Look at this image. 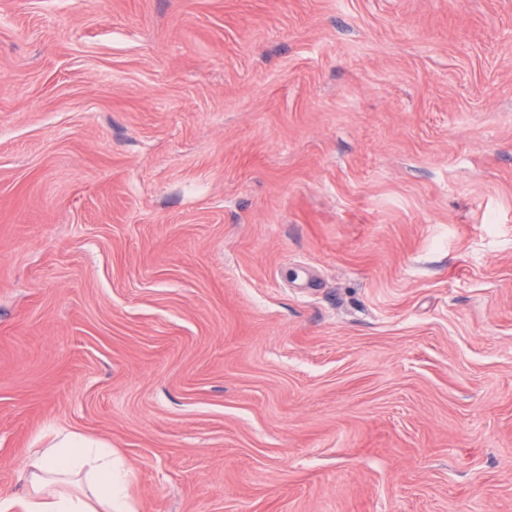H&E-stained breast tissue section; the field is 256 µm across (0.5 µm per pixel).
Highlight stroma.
<instances>
[{
  "label": "stroma",
  "instance_id": "1",
  "mask_svg": "<svg viewBox=\"0 0 512 512\" xmlns=\"http://www.w3.org/2000/svg\"><path fill=\"white\" fill-rule=\"evenodd\" d=\"M512 512V0H0V497ZM20 497H0L1 512H126L125 475L112 448L80 433L57 434L18 476Z\"/></svg>",
  "mask_w": 512,
  "mask_h": 512
}]
</instances>
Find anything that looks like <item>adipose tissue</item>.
Here are the masks:
<instances>
[{"label":"adipose tissue","mask_w":512,"mask_h":512,"mask_svg":"<svg viewBox=\"0 0 512 512\" xmlns=\"http://www.w3.org/2000/svg\"><path fill=\"white\" fill-rule=\"evenodd\" d=\"M20 497H0V512H126L125 476L105 442L57 434L21 470Z\"/></svg>","instance_id":"ef3b65f1"}]
</instances>
